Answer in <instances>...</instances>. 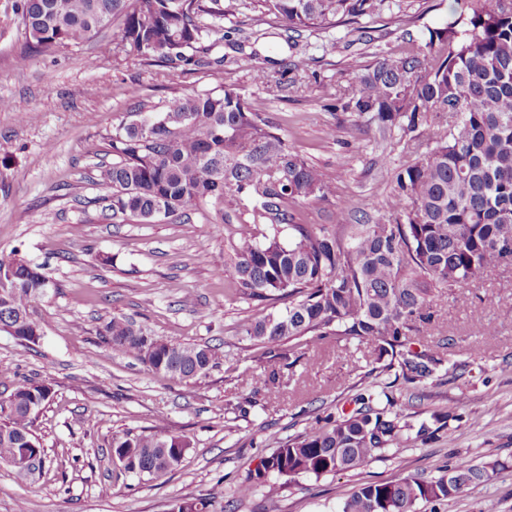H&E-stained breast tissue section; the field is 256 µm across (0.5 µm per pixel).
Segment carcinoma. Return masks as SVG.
Wrapping results in <instances>:
<instances>
[{"label": "carcinoma", "instance_id": "carcinoma-1", "mask_svg": "<svg viewBox=\"0 0 512 512\" xmlns=\"http://www.w3.org/2000/svg\"><path fill=\"white\" fill-rule=\"evenodd\" d=\"M291 33L326 24H355L358 40L371 42L361 20L386 0H260ZM28 37L17 58L25 66L33 49L80 46L115 24L116 47L152 63L196 67L210 60L206 41L223 31L224 0H17ZM382 54L351 69L344 92L325 88L324 98L344 112L371 113L383 129L416 132L427 150L395 176L385 224H352L356 208L336 198V178L291 151L270 118L253 110L234 89L172 98L162 112L119 125L110 147L115 161L99 166L98 180L112 191L106 220L148 224L192 208L220 227L224 197L252 206L253 223L268 225L262 240L239 228L230 262L236 294L283 308L238 325V332L270 365L291 367L290 358L330 336L376 344L379 366L409 384H422L442 367L434 348L415 349L409 336L431 321L444 288H462L512 259V0H474L469 14L455 9L441 27L426 28L424 45ZM459 118L446 126L440 114ZM336 199L332 223L316 230L295 222L288 203ZM295 231L289 244L281 226ZM13 268L15 288L0 296V327L23 321L22 334L41 332L32 311L48 280L40 268L0 257ZM111 347L149 360V368L195 382L220 364L215 348L173 344L148 335L133 319L114 316L101 331ZM51 387L32 379L13 382L0 405V464L22 479L31 469L15 466L26 455L43 472L49 463L32 430L36 410ZM355 397L357 407L325 425L281 443L238 485L239 497L280 481L320 478L356 470L398 444L413 424ZM190 442L181 436L140 433L112 440L124 473L160 476L176 469ZM493 462L460 460L438 478H403L360 486L341 512H416L421 501L463 495L491 478ZM276 480L270 482L268 475Z\"/></svg>", "mask_w": 512, "mask_h": 512}]
</instances>
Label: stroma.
Returning a JSON list of instances; mask_svg holds the SVG:
<instances>
[{
    "label": "stroma",
    "instance_id": "obj_1",
    "mask_svg": "<svg viewBox=\"0 0 512 512\" xmlns=\"http://www.w3.org/2000/svg\"><path fill=\"white\" fill-rule=\"evenodd\" d=\"M470 2L401 0L371 19L367 44L345 25L294 41L258 0H224V37L210 50L224 63L197 68L152 66L122 51L104 56L92 42L17 66L26 39L16 0H0V99L10 103L0 110V256L41 266L50 281L33 304L39 342L0 332V368L52 388L33 425L51 464L25 482L0 465V512H169L175 501L213 498L217 488L223 495L209 512H341L360 485L430 481L461 457L497 468L466 495L420 503L417 512H512V263L441 294L433 322L414 338L438 347L458 375L415 387L375 372L374 343L331 339L307 350L271 394L258 351L238 333L263 308L226 294L236 285L230 245L252 219L245 202L225 196L230 220L218 230L195 212L186 221L115 224L101 218L111 192L96 180L97 165L112 159L113 131L135 120L138 102L160 112L174 97L230 87L278 120L292 151L335 174L339 197L386 220L397 171L425 147L399 128L381 131L371 115L331 108L321 87L345 89L351 62L404 48L440 26L451 4L465 10ZM251 29L263 38L238 47ZM298 56L308 57L311 79L290 70ZM255 60L265 67L261 84L252 78ZM115 316L172 343L216 347L221 364L190 383L156 375L104 342L101 330ZM488 324L493 334H485ZM365 391L375 406L417 420L443 414L447 423L358 470L300 477L273 495L262 486L237 495L260 458ZM144 430L189 439L177 469L157 478L119 471L113 437Z\"/></svg>",
    "mask_w": 512,
    "mask_h": 512
}]
</instances>
